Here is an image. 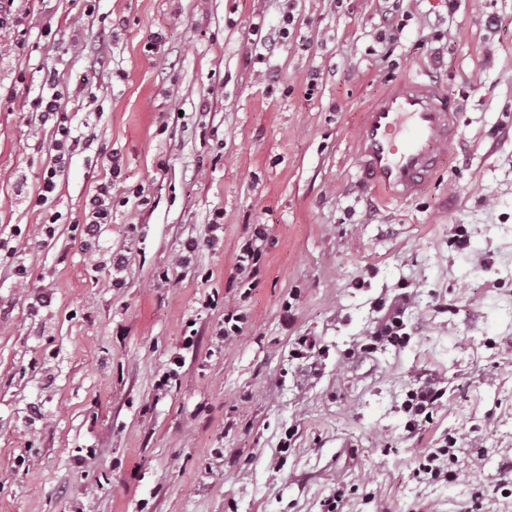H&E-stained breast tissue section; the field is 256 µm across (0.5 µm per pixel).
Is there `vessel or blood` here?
<instances>
[{"label": "vessel or blood", "mask_w": 512, "mask_h": 512, "mask_svg": "<svg viewBox=\"0 0 512 512\" xmlns=\"http://www.w3.org/2000/svg\"><path fill=\"white\" fill-rule=\"evenodd\" d=\"M457 137L449 96L416 77L396 82L361 114L355 142L360 180L384 200L413 202Z\"/></svg>", "instance_id": "1"}]
</instances>
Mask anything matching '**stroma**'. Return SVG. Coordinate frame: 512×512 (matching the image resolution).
Instances as JSON below:
<instances>
[{"label":"stroma","instance_id":"1","mask_svg":"<svg viewBox=\"0 0 512 512\" xmlns=\"http://www.w3.org/2000/svg\"><path fill=\"white\" fill-rule=\"evenodd\" d=\"M401 6L379 44L386 0H0V512H321L339 490L341 512H512V0ZM420 73L458 140L416 201L373 204L359 114ZM48 77L77 145L42 209ZM397 298L402 341L357 354ZM431 376L447 392L407 432ZM449 435L457 480L417 479ZM112 181L102 183L97 189V193L89 199V208L92 210V217L90 222L85 224V233L89 237H95L97 232V224L111 223L112 213L107 200L111 198Z\"/></svg>","mask_w":512,"mask_h":512}]
</instances>
